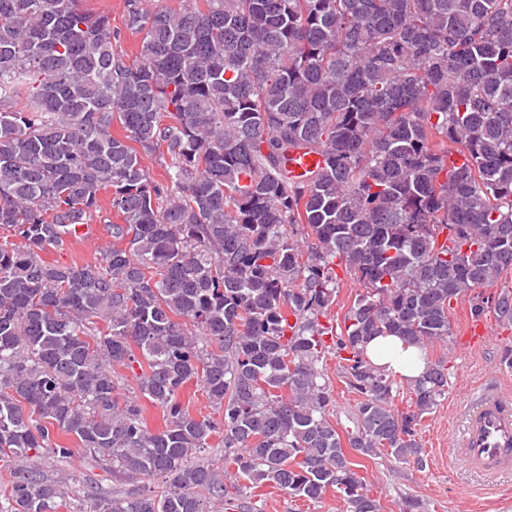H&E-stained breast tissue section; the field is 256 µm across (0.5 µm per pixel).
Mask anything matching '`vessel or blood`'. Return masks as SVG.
Here are the masks:
<instances>
[{
	"label": "vessel or blood",
	"instance_id": "1",
	"mask_svg": "<svg viewBox=\"0 0 512 512\" xmlns=\"http://www.w3.org/2000/svg\"><path fill=\"white\" fill-rule=\"evenodd\" d=\"M461 450L470 464L485 475L512 471V391L500 376L472 389Z\"/></svg>",
	"mask_w": 512,
	"mask_h": 512
}]
</instances>
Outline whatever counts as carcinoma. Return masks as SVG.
<instances>
[{
	"label": "carcinoma",
	"instance_id": "carcinoma-1",
	"mask_svg": "<svg viewBox=\"0 0 512 512\" xmlns=\"http://www.w3.org/2000/svg\"><path fill=\"white\" fill-rule=\"evenodd\" d=\"M175 2L124 0L129 61L81 0H0V512H215L264 486L382 512L347 451L423 467L448 369L401 410L366 345L446 342L466 295L512 323V291L485 292L512 269V0ZM305 149L323 164L296 180ZM104 209L98 259H45ZM78 452L169 485L45 473ZM323 369L334 388L333 397L335 403L330 420L344 439L346 434L345 427L351 426L348 420L353 410L354 395L347 393L345 384L342 382L345 379L341 377L339 362L335 356L326 354L323 360Z\"/></svg>",
	"mask_w": 512,
	"mask_h": 512
}]
</instances>
